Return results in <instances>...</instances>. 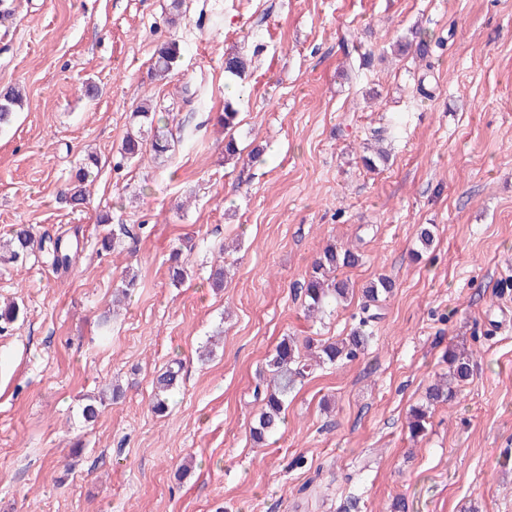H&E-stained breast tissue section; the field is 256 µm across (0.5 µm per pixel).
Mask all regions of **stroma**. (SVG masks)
Wrapping results in <instances>:
<instances>
[{"instance_id":"stroma-1","label":"stroma","mask_w":512,"mask_h":512,"mask_svg":"<svg viewBox=\"0 0 512 512\" xmlns=\"http://www.w3.org/2000/svg\"><path fill=\"white\" fill-rule=\"evenodd\" d=\"M169 4L9 0L0 16V92L25 94L0 132V237L79 239L68 272L37 254L0 266V302L22 310L0 329V512H338L351 494L361 512H512V0H184L173 24ZM415 28L437 47L393 55ZM171 39L180 66L151 80ZM230 52L251 58L245 75L225 74ZM145 98L175 148L121 160ZM378 137L390 157L370 170ZM90 153L98 175L74 208L61 191ZM120 224L143 230L101 252ZM330 242L363 261L342 271L348 300L312 319L300 285ZM130 270L139 287L113 310ZM380 274L395 287L368 349L298 384L255 443L278 343L347 336ZM452 349L473 373L411 437ZM176 361L160 416L153 381ZM115 384L122 398L85 423L82 404ZM188 259L183 257L181 247L174 248L169 256L168 275L174 286H181L189 278Z\"/></svg>"}]
</instances>
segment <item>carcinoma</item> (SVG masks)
<instances>
[{"instance_id":"cac0c4a2","label":"carcinoma","mask_w":512,"mask_h":512,"mask_svg":"<svg viewBox=\"0 0 512 512\" xmlns=\"http://www.w3.org/2000/svg\"><path fill=\"white\" fill-rule=\"evenodd\" d=\"M181 58V47L178 41L169 40L162 43L154 53L152 74L155 77L166 78L178 69ZM252 60L240 53H229L224 58V72L239 77L251 66ZM22 107V95L11 88L0 94V131L8 128L14 121L16 112ZM138 119V129L127 132L121 144L120 154L127 160H140L143 157L144 127L153 131L150 140V149L154 158L165 157L174 146L167 127L154 126L156 110L148 102L141 103L133 112ZM98 167L96 156L87 157V162L75 174L63 196L74 206L84 204L86 200L85 184ZM42 255L44 263L53 270L60 272L68 270L76 261L78 251L72 246L57 238L55 240L38 237L33 229L26 225H19L11 230L9 240L0 243V264H18L27 259L33 252ZM363 260L362 255L351 248H339L334 244L327 246L312 263L308 275L303 283L304 298L309 316L314 317L332 304H339L345 300L350 292L349 283L338 278L336 272L342 268L355 267ZM188 259L183 257L182 248L172 250L169 256L168 275L174 286L182 285L189 278ZM394 283L384 275L378 276L365 288L366 302L362 307L364 316L360 318L357 327L352 332L332 343L318 345L315 340L307 337L300 342L295 338L282 339L276 346L273 357L268 361L267 369L270 380L266 383L264 393L254 391L256 398L262 399L263 406L258 416L257 426L253 428V440L261 443L265 437L275 430L281 422V413L299 379L311 374L312 368L324 364H335L342 361H352L363 353L372 340V332L367 325L377 314L370 312V306L392 294ZM448 362L453 375L460 381L467 380L472 374L471 358L463 353H448ZM180 368L169 366L161 372L155 380V401L152 409L156 413H163L167 409V400L171 392L180 385ZM122 391L118 387L105 390L98 398L91 400L82 407L81 415L87 422L98 418V405L105 399L117 400ZM427 410L419 407L411 410L407 426L411 434L418 435L424 432Z\"/></svg>"}]
</instances>
